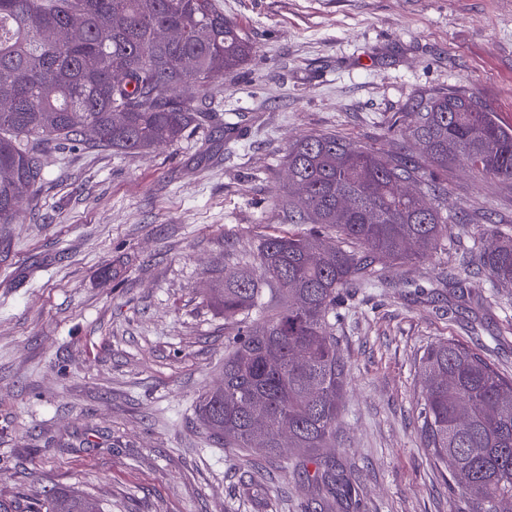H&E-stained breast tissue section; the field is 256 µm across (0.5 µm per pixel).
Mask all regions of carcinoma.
<instances>
[{
  "mask_svg": "<svg viewBox=\"0 0 512 512\" xmlns=\"http://www.w3.org/2000/svg\"><path fill=\"white\" fill-rule=\"evenodd\" d=\"M76 37L48 44L49 26ZM162 29L179 38L163 42ZM254 44L214 0H0V224L16 221V203L45 182L39 155L49 145L84 143L140 153L210 126L206 99L216 80L241 67ZM409 151L384 155L331 133L288 146V179L304 193L279 200L291 224L336 230L326 254L317 232L268 235L256 259L262 277L241 268L224 275L214 301L224 318L243 317L224 354L222 392L199 403L204 426L226 448L277 455L284 428L296 455L313 460L312 478L331 496L351 497L352 483L322 448L336 447L349 368L336 342L344 291L366 286L380 258L396 264L442 250L451 225L441 208L399 191L405 183L439 197L438 173L463 160L481 177L512 181V129L473 96H420ZM348 197L350 208H339ZM493 288L512 287V237L494 230L448 277L462 287L471 269ZM417 431L435 466L455 467L446 479L451 512H504L512 503V378L476 350L442 340L419 360ZM104 512L94 498L60 493L27 512Z\"/></svg>",
  "mask_w": 512,
  "mask_h": 512,
  "instance_id": "carcinoma-1",
  "label": "carcinoma"
}]
</instances>
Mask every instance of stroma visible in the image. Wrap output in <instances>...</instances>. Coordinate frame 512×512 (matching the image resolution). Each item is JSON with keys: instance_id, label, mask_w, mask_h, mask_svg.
I'll return each mask as SVG.
<instances>
[{"instance_id": "obj_1", "label": "stroma", "mask_w": 512, "mask_h": 512, "mask_svg": "<svg viewBox=\"0 0 512 512\" xmlns=\"http://www.w3.org/2000/svg\"><path fill=\"white\" fill-rule=\"evenodd\" d=\"M255 53L215 85L219 127L156 150L45 148V184L0 224V503L78 488L106 512H451L417 431L424 350L448 339L512 376V288L446 275L489 229L512 234V182L448 168L441 252L380 260L336 330L349 387L326 454L337 502L292 452L224 447L196 415L234 323L210 301L288 230L283 156L311 133L398 153L411 105L477 98L512 127V0H216Z\"/></svg>"}]
</instances>
